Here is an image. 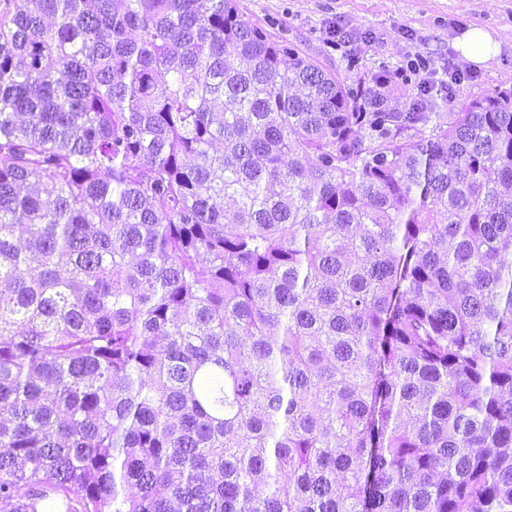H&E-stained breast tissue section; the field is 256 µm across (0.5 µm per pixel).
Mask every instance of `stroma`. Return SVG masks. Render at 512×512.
I'll return each mask as SVG.
<instances>
[{
	"mask_svg": "<svg viewBox=\"0 0 512 512\" xmlns=\"http://www.w3.org/2000/svg\"><path fill=\"white\" fill-rule=\"evenodd\" d=\"M243 15L267 25L276 21L301 55L348 82H370L411 59L425 58L435 79L461 72L441 114L473 99L512 86V0H237ZM340 27L344 42L331 44ZM482 26L501 41L499 54L485 66L467 63L455 48L462 31ZM357 68H348L349 59Z\"/></svg>",
	"mask_w": 512,
	"mask_h": 512,
	"instance_id": "stroma-1",
	"label": "stroma"
}]
</instances>
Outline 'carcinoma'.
Wrapping results in <instances>:
<instances>
[{"mask_svg": "<svg viewBox=\"0 0 512 512\" xmlns=\"http://www.w3.org/2000/svg\"><path fill=\"white\" fill-rule=\"evenodd\" d=\"M0 0V512H512V87L407 112L235 0Z\"/></svg>", "mask_w": 512, "mask_h": 512, "instance_id": "obj_1", "label": "carcinoma"}]
</instances>
